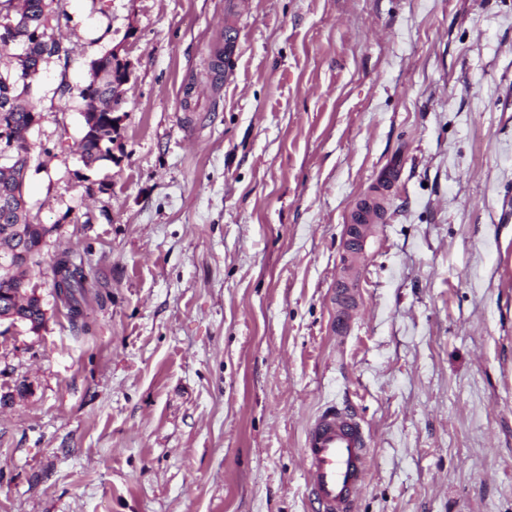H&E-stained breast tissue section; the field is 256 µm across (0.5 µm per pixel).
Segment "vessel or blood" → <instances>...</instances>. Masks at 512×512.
I'll return each mask as SVG.
<instances>
[{"label":"vessel or blood","instance_id":"obj_1","mask_svg":"<svg viewBox=\"0 0 512 512\" xmlns=\"http://www.w3.org/2000/svg\"><path fill=\"white\" fill-rule=\"evenodd\" d=\"M354 241L365 247V229L379 223L373 202L356 207ZM306 485L315 512H354L367 473L368 436L349 410L327 405L309 423L302 450Z\"/></svg>","mask_w":512,"mask_h":512}]
</instances>
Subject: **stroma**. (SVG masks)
<instances>
[{
    "label": "stroma",
    "mask_w": 512,
    "mask_h": 512,
    "mask_svg": "<svg viewBox=\"0 0 512 512\" xmlns=\"http://www.w3.org/2000/svg\"><path fill=\"white\" fill-rule=\"evenodd\" d=\"M107 4L68 0L33 83L26 192L55 231L45 328L0 334V512H311L329 403L371 440L356 512H512V0ZM116 44L114 159L88 168L80 92ZM380 216L372 201L363 202L360 206L356 207L351 216V223L354 225L355 234H352L355 241V246L358 245V252L364 250L366 245L365 229L370 224H377L380 222ZM84 264L80 254L63 249L57 253L52 265L54 291L66 308L71 324L75 327H78L79 323L77 317L83 316L82 307L84 308L86 304L87 288H89ZM74 271H80V277L77 278Z\"/></svg>",
    "instance_id": "stroma-1"
}]
</instances>
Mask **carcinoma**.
Wrapping results in <instances>:
<instances>
[{
	"label": "carcinoma",
	"mask_w": 512,
	"mask_h": 512,
	"mask_svg": "<svg viewBox=\"0 0 512 512\" xmlns=\"http://www.w3.org/2000/svg\"><path fill=\"white\" fill-rule=\"evenodd\" d=\"M2 15H10L23 24L21 42L24 46V56L0 67V125L12 130L17 143L12 161H0V183H5L31 156L28 133L33 115L24 104V97L30 94L34 80L50 62L44 55L43 42L50 39L54 25L67 17V0H0ZM111 57L110 50L98 56L97 65L90 68V80L81 92L84 100L89 93L98 96L105 111L101 112L97 123V134L89 133L81 138L77 152L95 156L100 161L112 160V131L117 121L113 113L106 111L111 94L108 83L99 77L111 64ZM53 231L54 227L36 223L30 215L20 216L0 205V247L20 246L27 252V256L7 268V273L0 274V316L11 313L6 318L10 325H22L34 334L44 328L46 316L36 289L28 281V263L39 255ZM52 275L54 291L66 308L71 324L85 327L86 323L77 322V317L83 315L89 288L83 257L68 249L59 251L52 265Z\"/></svg>",
	"instance_id": "1"
}]
</instances>
